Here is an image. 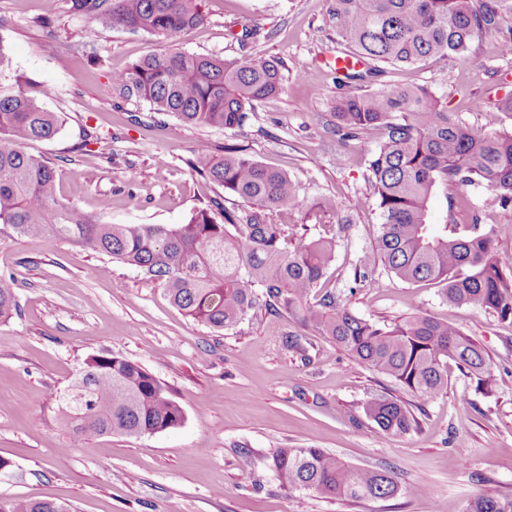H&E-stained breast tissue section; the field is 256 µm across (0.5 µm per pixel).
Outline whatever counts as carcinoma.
Here are the masks:
<instances>
[{"instance_id":"1","label":"carcinoma","mask_w":512,"mask_h":512,"mask_svg":"<svg viewBox=\"0 0 512 512\" xmlns=\"http://www.w3.org/2000/svg\"><path fill=\"white\" fill-rule=\"evenodd\" d=\"M87 29L120 25L173 37L204 19L201 0H68ZM336 37L368 61L343 75L353 92L334 106L343 141L381 132L369 160L380 222L371 249L354 268V284L378 288L382 266L408 285H440L442 299L489 310L512 325V271L498 258L494 229L478 224L428 223V205L440 184L478 185L489 200L512 205V129L492 121L481 130L448 111L426 87L370 90L387 64H414L462 55L477 33H498L512 0H327ZM278 60L244 53L226 59L180 50L153 51L112 77L110 91L147 101L152 110L193 126L236 130L255 104L280 92ZM50 89L23 88L10 72L0 42V224L18 237L56 238L103 253L165 288L171 302L197 322L233 330L256 312L290 315L318 328L360 363L386 374L428 400L448 387V361L479 390L498 385L483 348L448 321L413 315L379 323L360 317L327 294L306 305L335 260V240L288 234L276 220L300 204L288 173L269 168L246 149L226 144L222 154H196L192 168L237 197L244 207L221 203L196 210L183 224H104L57 199L59 173L23 145L50 139L61 118L43 106ZM223 216L217 221L215 213ZM19 310L13 281L0 275V322ZM386 436L406 434L417 419L399 400L377 397L363 407ZM63 422L77 440L114 434L139 438L174 428L184 411L164 382L140 364L108 354L85 363L62 396ZM270 465L290 491L324 498L387 499L401 486L393 472L354 467L320 448H277ZM0 512H70L49 500H5ZM466 512H512V497L483 496Z\"/></svg>"}]
</instances>
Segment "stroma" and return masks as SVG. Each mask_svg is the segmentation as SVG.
Listing matches in <instances>:
<instances>
[{
	"label": "stroma",
	"instance_id": "stroma-1",
	"mask_svg": "<svg viewBox=\"0 0 512 512\" xmlns=\"http://www.w3.org/2000/svg\"><path fill=\"white\" fill-rule=\"evenodd\" d=\"M201 10L203 23L166 39L119 26L85 29L64 2L46 28L43 0H0L7 19L0 42L14 79L51 87L43 105L64 120L57 136L25 147L57 167L60 201L107 224H181L211 199L234 205L189 159L229 142L246 145L259 162L288 172L306 203L333 206L316 214L288 208L279 217L336 240V261L309 304L332 292L366 318L448 320L483 347L502 383L490 393L476 390L452 363L447 390L423 401L301 315L262 314L217 333L130 266L65 240L0 233V274L13 277L20 303L0 323V459L7 462L0 498L53 500L74 512H465L481 495L511 497L512 326L492 312L443 303L431 285H353L379 221L367 162L380 133L350 142L336 134L332 112L343 89L326 0H203ZM245 28L255 33L251 50L286 71L283 90L258 102L243 129L190 127L146 101L107 92L114 73L150 51L240 56L235 35ZM380 82L431 87L449 111L480 129L512 94V57L500 54L497 35L480 34L466 57L390 65ZM91 128L100 140L88 144ZM484 194L438 188L430 221L499 229L498 257L512 270V207H484ZM342 224L348 232H339ZM292 337L299 349L289 347ZM102 352L138 361L167 383L184 422L138 439H73L61 424L60 399L85 360ZM381 394L402 400L418 428L384 436L363 412ZM297 447L392 470L401 486L426 493L348 501L282 489L269 457Z\"/></svg>",
	"mask_w": 512,
	"mask_h": 512
}]
</instances>
